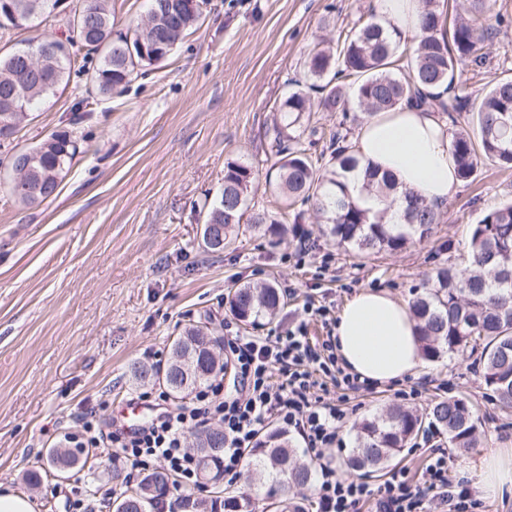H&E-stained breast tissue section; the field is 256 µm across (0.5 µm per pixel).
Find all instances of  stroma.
<instances>
[{
	"label": "stroma",
	"instance_id": "35a3bbf8",
	"mask_svg": "<svg viewBox=\"0 0 512 512\" xmlns=\"http://www.w3.org/2000/svg\"><path fill=\"white\" fill-rule=\"evenodd\" d=\"M77 5L58 0L27 27L0 32V54L46 33L65 36ZM374 9L375 0H207L197 28L121 96H97L88 111L77 110L85 79L71 75L0 144L6 159L55 131L80 143L54 199L25 207L0 183L1 487L25 493L36 512H69L70 501L85 496L98 512H112L113 500L140 482L137 471L113 470L105 455L99 466H78L60 478L47 467L48 451L67 446L86 416L107 425L118 400L161 394L162 385L134 382L131 364H165L173 340L197 321L224 337L233 319L228 297L239 285L295 287L275 320L244 329L267 336L300 314L308 297H325L334 317L367 288L408 302L434 268L466 262L472 225L512 202V167L481 163L460 182L429 238L395 253L336 246L307 205L301 219H285L316 243L304 259L295 258L293 238L247 227L224 252L202 246L200 205L219 195L225 162L246 163L265 176L276 161L270 144L289 80L303 78L319 37H338ZM481 23L489 55L481 66H461L457 89L473 102L512 77V0H490ZM361 119L352 104L343 112L311 113L299 146L315 158L328 154L330 132L340 126L358 132ZM452 396L479 414L486 430L481 445L461 453L437 434L403 449L392 469L422 484L428 455L446 449L448 476L467 486L473 512H512V493L485 496L473 471L485 455L512 449V408L495 400L465 353L425 361L371 394L331 390L330 399L345 398L348 410L337 470L356 448L363 418L399 404L422 412L432 400ZM37 468L41 484L34 487L25 474Z\"/></svg>",
	"mask_w": 512,
	"mask_h": 512
}]
</instances>
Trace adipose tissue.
<instances>
[{"label":"adipose tissue","mask_w":512,"mask_h":512,"mask_svg":"<svg viewBox=\"0 0 512 512\" xmlns=\"http://www.w3.org/2000/svg\"><path fill=\"white\" fill-rule=\"evenodd\" d=\"M385 29L418 34L422 0H375ZM359 167L348 173L352 197L372 212L385 213L388 223L403 221L402 203L367 193L365 168L393 174L399 191L412 192L440 208L457 191L448 120L439 112L401 103L389 112L366 117L355 139ZM336 353L346 370L378 384L399 380L423 362L416 322L406 303L383 290H365L350 298L339 314ZM480 488L496 497L512 490V460L501 453L483 457L477 466Z\"/></svg>","instance_id":"1"}]
</instances>
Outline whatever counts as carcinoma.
Wrapping results in <instances>:
<instances>
[{
    "label": "carcinoma",
    "mask_w": 512,
    "mask_h": 512,
    "mask_svg": "<svg viewBox=\"0 0 512 512\" xmlns=\"http://www.w3.org/2000/svg\"><path fill=\"white\" fill-rule=\"evenodd\" d=\"M111 0H80L79 13L87 14L92 31L86 37L87 52L78 73L86 76V92L98 96L120 95L141 71L158 66L162 59L125 52L128 44H149L164 37L178 44L202 18L201 10L179 12L180 0H150L144 17L133 24V32H114ZM421 32L409 50H399L398 35L387 33L374 16L359 19L346 34L341 48L317 43L310 51L303 79L291 81L293 90L279 105L280 123L274 128L273 147L277 161L275 182L268 187L288 209L298 203L310 205L327 224V234L336 245L357 251L397 252L406 245L425 241L439 223L440 213L414 195L409 196L403 224H384L381 218L361 207L349 194L345 174L358 166L347 135L329 137L334 164L320 172V166L303 150L288 149V142L300 137L297 126L306 112H344L345 93L370 116L395 109L404 101L448 114L467 105L454 94L458 66L467 61L479 65L487 56V30L477 23L486 0H469L472 18L448 23L443 29V0H423ZM54 45L52 53L35 56L31 66L36 75L21 66L17 53L0 57V127H17L35 103L54 94L63 81L71 53L68 43L45 35L28 43L38 50ZM475 132L456 134L452 139L457 176L469 180L484 159L512 164V77L495 82L474 106ZM35 155L22 163L11 161L14 179H27L39 187L35 195L19 198L24 206H35L58 195L59 187L78 153V143L67 132L51 134L33 148ZM368 183L385 196L396 189L389 175L366 171ZM256 191V176L250 166L229 161L224 166V189L220 197L204 201L208 223L223 228V240L247 222L266 225L265 232L281 233L279 213L249 212V197ZM283 297L275 285H242L232 292L231 313L245 326L276 317ZM417 322L426 359L470 350L479 353L484 384L505 408H512V203L487 213L473 225L468 241V262L439 267L424 283L410 304ZM217 339L208 324L198 322L184 328L171 345L166 365L153 369L135 364L132 377L138 382H160L175 399H184L226 364L213 350ZM448 439L452 448L477 446L482 424L469 405L459 398L434 401L423 414L391 408L363 419L357 430V446L347 461L350 470L380 473L403 448L413 444L422 425ZM210 431L197 434L200 476L217 481L222 471L221 455L204 451ZM83 448H54L47 462L68 468L80 462ZM277 479L280 512H305L303 506L288 502V492L312 482V468L299 461L288 434L268 431L250 450L248 481L263 484L268 476ZM169 474L155 471L141 482L136 492L113 501L115 512H152L155 500L166 494ZM256 494L239 492L224 497V512H255Z\"/></svg>",
    "instance_id": "cac0c4a2"
}]
</instances>
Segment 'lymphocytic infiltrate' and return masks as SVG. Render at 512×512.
Here are the masks:
<instances>
[{"label":"lymphocytic infiltrate","mask_w":512,"mask_h":512,"mask_svg":"<svg viewBox=\"0 0 512 512\" xmlns=\"http://www.w3.org/2000/svg\"><path fill=\"white\" fill-rule=\"evenodd\" d=\"M325 305L306 303L300 317L271 336L232 333L224 339L229 357L228 375H216L200 388L188 404L164 408L136 432L97 431L84 424L82 435L72 436L75 446L111 449L140 473H150L163 463L173 478L174 501L157 500L156 512H192L190 493L198 477L194 455L185 448V435L221 422L224 428L223 469L237 476L244 459L266 425L279 421L296 433L318 465L316 512H357L373 501L375 512H462L468 491L448 479V453L431 452L423 487L412 488L405 472H390L378 487L340 474L331 464L339 442V429L347 411L327 401L330 388L371 393L375 384L346 372L332 340H314L308 334L313 318H326Z\"/></svg>","instance_id":"lymphocytic-infiltrate-1"}]
</instances>
